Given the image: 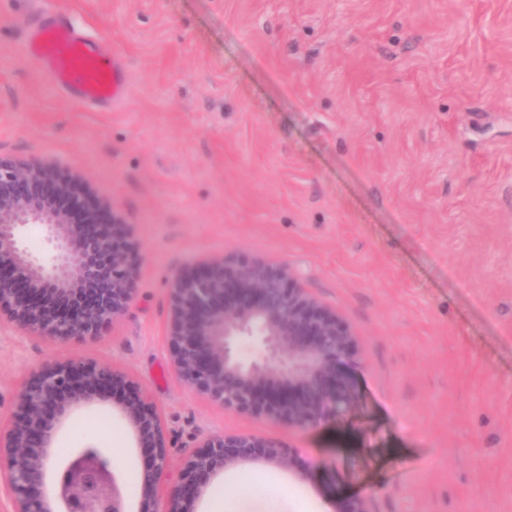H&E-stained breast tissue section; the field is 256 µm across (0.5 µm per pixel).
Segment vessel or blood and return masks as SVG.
<instances>
[{
    "instance_id": "b4317fda",
    "label": "vessel or blood",
    "mask_w": 512,
    "mask_h": 512,
    "mask_svg": "<svg viewBox=\"0 0 512 512\" xmlns=\"http://www.w3.org/2000/svg\"><path fill=\"white\" fill-rule=\"evenodd\" d=\"M47 85L79 103L121 105L130 84L127 71L108 59L97 41L61 24L40 25L21 47Z\"/></svg>"
}]
</instances>
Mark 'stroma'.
<instances>
[{"label": "stroma", "instance_id": "35a3bbf8", "mask_svg": "<svg viewBox=\"0 0 512 512\" xmlns=\"http://www.w3.org/2000/svg\"><path fill=\"white\" fill-rule=\"evenodd\" d=\"M130 76L76 105L23 55L33 0H0V155L80 171L132 230L137 292L81 346L0 330V410L27 371L86 358L165 419L169 471L251 433L198 512H512V0H42ZM285 263L354 337L349 411L315 428L210 405L171 368L176 273L215 254ZM112 451L131 507L143 452L105 407L63 448ZM306 471L299 480L297 471Z\"/></svg>", "mask_w": 512, "mask_h": 512}]
</instances>
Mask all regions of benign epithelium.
<instances>
[{
    "mask_svg": "<svg viewBox=\"0 0 512 512\" xmlns=\"http://www.w3.org/2000/svg\"><path fill=\"white\" fill-rule=\"evenodd\" d=\"M43 228L28 248L25 229ZM137 255L114 203L50 160L0 156V327L49 343L103 335L136 294ZM166 336L178 378L209 403L290 427H316L350 406L354 339L286 264L212 256L170 286ZM111 403L145 452L138 512H197L224 471L252 461L292 466L280 441L247 433L205 438L169 487L166 423L127 373L70 359L32 369L0 416V488L12 512H130L112 455L95 441L58 455L77 411Z\"/></svg>",
    "mask_w": 512,
    "mask_h": 512,
    "instance_id": "1",
    "label": "benign epithelium"
}]
</instances>
